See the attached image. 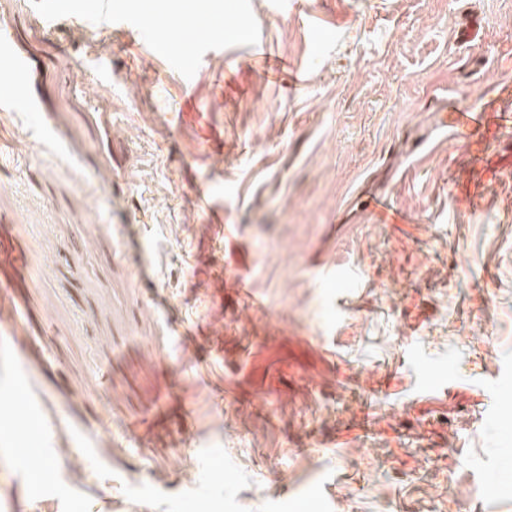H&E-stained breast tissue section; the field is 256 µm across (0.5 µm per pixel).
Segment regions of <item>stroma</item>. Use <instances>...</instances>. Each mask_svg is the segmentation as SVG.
I'll use <instances>...</instances> for the list:
<instances>
[{
    "instance_id": "stroma-1",
    "label": "stroma",
    "mask_w": 512,
    "mask_h": 512,
    "mask_svg": "<svg viewBox=\"0 0 512 512\" xmlns=\"http://www.w3.org/2000/svg\"><path fill=\"white\" fill-rule=\"evenodd\" d=\"M93 5L0 0V512H512V0Z\"/></svg>"
}]
</instances>
